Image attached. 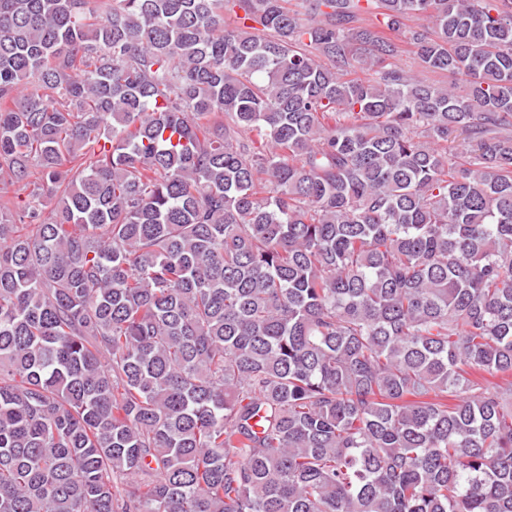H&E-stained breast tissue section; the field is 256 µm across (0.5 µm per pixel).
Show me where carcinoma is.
I'll list each match as a JSON object with an SVG mask.
<instances>
[{"label":"carcinoma","mask_w":512,"mask_h":512,"mask_svg":"<svg viewBox=\"0 0 512 512\" xmlns=\"http://www.w3.org/2000/svg\"><path fill=\"white\" fill-rule=\"evenodd\" d=\"M89 3L0 0V512H512V0ZM403 52L398 57V64L407 71L413 72L419 76V78L423 80H427L429 82L439 81V82H448V77L440 74L431 73L429 71L423 70L419 65V61L416 56L412 53L410 48L403 46Z\"/></svg>","instance_id":"obj_1"}]
</instances>
